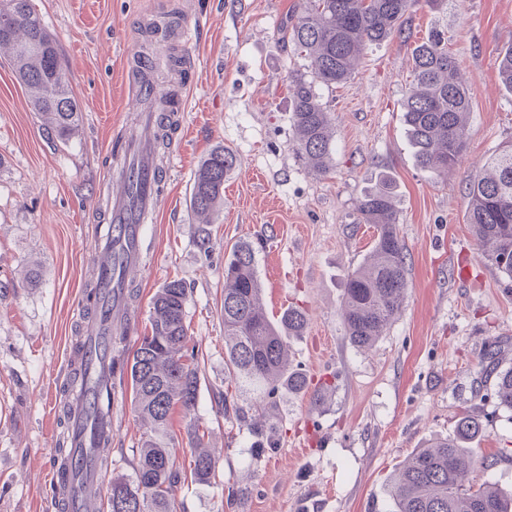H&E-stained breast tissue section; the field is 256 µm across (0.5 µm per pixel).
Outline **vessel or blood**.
<instances>
[{
  "label": "vessel or blood",
  "instance_id": "obj_1",
  "mask_svg": "<svg viewBox=\"0 0 512 512\" xmlns=\"http://www.w3.org/2000/svg\"><path fill=\"white\" fill-rule=\"evenodd\" d=\"M129 73L133 100L142 110L135 128L119 137L123 150L108 188L110 222L101 226L92 245L97 303L81 316L80 382L60 400L68 441L64 460L54 461L49 473L52 512H101L103 508L94 488L98 453L112 445V404L102 399L111 389L112 339L133 332L126 285L143 268L142 244L160 211L162 198L155 182L172 175L158 160L157 133L160 126L182 123L186 110V79L163 90L140 54L131 56Z\"/></svg>",
  "mask_w": 512,
  "mask_h": 512
}]
</instances>
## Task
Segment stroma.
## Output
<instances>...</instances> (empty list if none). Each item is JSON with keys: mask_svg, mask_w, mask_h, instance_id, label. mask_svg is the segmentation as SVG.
<instances>
[{"mask_svg": "<svg viewBox=\"0 0 512 512\" xmlns=\"http://www.w3.org/2000/svg\"><path fill=\"white\" fill-rule=\"evenodd\" d=\"M301 0H32L54 36L82 106L78 133L50 139L7 53H0V512H48V474L64 431L57 412L70 375L81 299L93 280L91 244L108 219L115 133L132 126L127 55L155 58L166 83L163 40L137 36L143 16L187 22L189 107L175 131L173 171L146 239L148 270L135 274V348L149 330L155 293L170 280L188 290L187 339L198 352L194 415L174 408L170 446L182 470L176 490L185 512H387L386 483L417 449L448 436L464 414L483 432L476 454L492 479L512 489V409L503 407L480 365L497 350L512 366V278L480 256L467 222L468 179L512 144V93L498 55L512 47V0H443L414 7L404 35L367 46L354 77L323 97L334 128L333 167L318 175L295 157L288 74L306 61L283 25ZM442 36L470 91L467 145L448 173L420 169L402 102L412 80V49ZM238 164L209 223L189 203L195 170L215 147ZM395 185L399 235L410 284L403 310L371 350L345 337L344 281L374 242L358 204L380 175ZM255 249L263 301L271 314L305 311L290 337V359L311 381H333L322 401L279 391L268 406L280 429L275 450L255 456L252 435L226 417L218 396L224 371V265L235 244ZM39 268L37 285L26 273ZM463 277H456V269ZM112 468L131 474L149 426L134 409L132 385L114 408ZM217 460L211 485L189 467L193 423ZM241 500L229 506L228 489Z\"/></svg>", "mask_w": 512, "mask_h": 512, "instance_id": "35a3bbf8", "label": "stroma"}]
</instances>
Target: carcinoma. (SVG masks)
<instances>
[{
  "instance_id": "cac0c4a2",
  "label": "carcinoma",
  "mask_w": 512,
  "mask_h": 512,
  "mask_svg": "<svg viewBox=\"0 0 512 512\" xmlns=\"http://www.w3.org/2000/svg\"><path fill=\"white\" fill-rule=\"evenodd\" d=\"M420 0H303L290 19L289 41L308 62L305 71L291 75L292 151L320 175L333 163L331 113L322 90L349 81L361 52L368 45L402 31V18ZM0 48L10 50L13 70L31 98L42 130L67 141L81 120V106L69 88L58 46L32 10L30 0H0ZM413 80L403 112L420 167L441 174L456 167L466 149L465 116L470 111L466 80L439 38L412 51ZM499 77L512 92V46L499 54ZM236 155L225 148L210 151L196 169L191 208L196 219L208 223L224 197V181L235 169ZM467 221L482 253L512 278V147L491 158L470 175ZM358 211L377 236L366 260L347 275L342 297V320L347 340L361 350L372 348L400 314L408 291L406 250L397 230L399 211L391 185L384 180L366 193ZM188 292L179 280L166 283L153 299L151 334L127 360L113 357L130 374L136 411L150 421V434L140 444L130 475L112 477L110 512H179L175 497L181 482L167 440L171 410H195L198 375L187 363ZM307 325L303 310L291 307L271 320L262 303L255 251L248 242L233 247L224 268V365L238 391L271 395L275 386L302 393L306 375L289 367L287 336H299ZM495 376L500 404L512 408V367L500 369L494 358L483 366ZM224 413L255 436L256 454L275 448L276 426L252 419L256 402L239 404L222 399ZM482 431L471 415L460 418L452 434L412 453L388 484L390 512H512V492L498 483L478 486L470 479L478 457L466 444ZM195 428L190 464L200 484L215 474L216 459L203 446Z\"/></svg>"
}]
</instances>
